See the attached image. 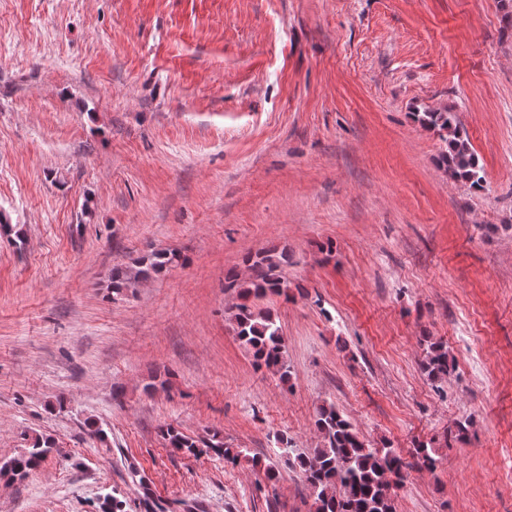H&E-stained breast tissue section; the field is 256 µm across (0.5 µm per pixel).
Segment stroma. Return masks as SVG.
Masks as SVG:
<instances>
[{
  "label": "stroma",
  "mask_w": 512,
  "mask_h": 512,
  "mask_svg": "<svg viewBox=\"0 0 512 512\" xmlns=\"http://www.w3.org/2000/svg\"><path fill=\"white\" fill-rule=\"evenodd\" d=\"M503 3L0 0V462L54 442L0 512H98L108 493L150 512L142 477L167 512H313L277 438L311 454L324 404L371 445L433 448L395 512H512ZM448 107L481 190L413 119ZM155 249L188 261L113 296V266ZM273 249L288 294L259 305L285 382L237 340L224 286ZM166 425L248 455L173 453ZM425 341L427 342V348L424 369L429 377L435 379L448 375L452 367L448 350L441 343L432 342L428 337H425Z\"/></svg>",
  "instance_id": "35a3bbf8"
}]
</instances>
